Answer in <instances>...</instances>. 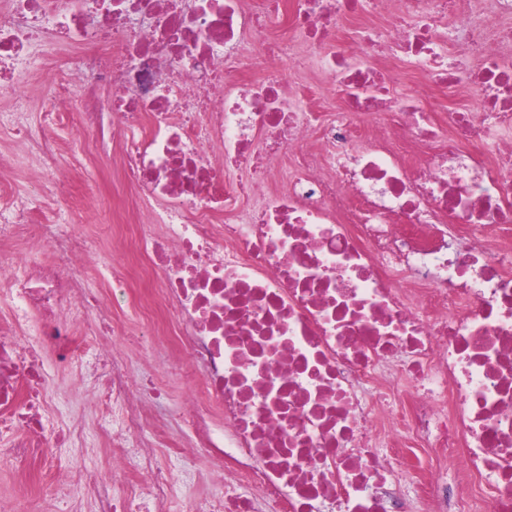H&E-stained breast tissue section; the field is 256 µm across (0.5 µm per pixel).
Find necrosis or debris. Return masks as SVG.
Returning a JSON list of instances; mask_svg holds the SVG:
<instances>
[{"mask_svg":"<svg viewBox=\"0 0 512 512\" xmlns=\"http://www.w3.org/2000/svg\"><path fill=\"white\" fill-rule=\"evenodd\" d=\"M6 10L0 85L51 80L79 94L73 144L120 142L124 183L148 207L137 245L175 313L153 334L202 376L185 403L193 435L171 454L207 453L225 488L193 512H512V0H7ZM344 19L358 30L340 43ZM443 25L471 67L448 61ZM332 41L321 68L341 107L299 111L321 85H288L271 66L295 43ZM59 47L69 51L59 73L32 71ZM404 58L421 64L410 100L393 93ZM28 109L0 111V130L32 159L27 191L0 204V294L12 306L0 322L5 463L68 441L46 428L44 356L63 369L82 360L71 324L99 310L63 213L29 221L30 193L70 182L48 137L68 107ZM316 129L321 148L306 151ZM258 192L262 203L245 207ZM99 312L88 384L121 421L112 473L127 493L106 499L86 476L83 492L100 512H137L145 497L169 512V478L154 463L163 432L151 451L126 437L149 411L114 353L128 325Z\"/></svg>","mask_w":512,"mask_h":512,"instance_id":"obj_1","label":"necrosis or debris"}]
</instances>
